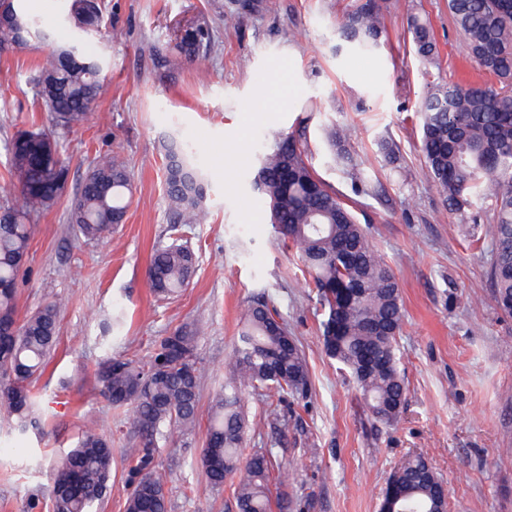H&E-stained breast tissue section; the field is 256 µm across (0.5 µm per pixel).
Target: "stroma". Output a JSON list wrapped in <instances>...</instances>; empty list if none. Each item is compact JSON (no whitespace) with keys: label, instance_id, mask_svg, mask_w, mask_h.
I'll return each instance as SVG.
<instances>
[{"label":"stroma","instance_id":"35a3bbf8","mask_svg":"<svg viewBox=\"0 0 512 512\" xmlns=\"http://www.w3.org/2000/svg\"><path fill=\"white\" fill-rule=\"evenodd\" d=\"M70 0H23L53 40L72 36ZM356 0H277L274 12H244L239 0H104L110 34L102 91L84 125L60 134L69 168L64 195L34 223L17 279V317L58 300V340L35 382L38 429L18 431L0 415V512H52L54 469L94 422L112 442L109 489L93 512H125L129 470L141 440L130 407H113L97 388L107 357L148 361L158 340L184 326L199 331L200 412L195 428L159 443L168 512H235L236 478L208 481L200 464L212 400L223 387L240 320L269 299L303 351L309 392L272 437L260 397L247 394L246 448H269L280 465L276 493L301 512H381L390 475L420 455L448 489V512H512V316L497 308L488 276L489 221L448 210L418 151L422 101L431 84L489 82L468 56L448 0H387L386 34L375 53L342 45L338 25ZM430 22L437 64L415 53L410 14ZM205 19L213 41L205 57L155 71L150 48L170 52L179 30ZM41 43L0 55V189L15 180L7 144L21 128L51 130L31 75ZM345 130L336 163L329 133ZM179 131L207 172L198 221L181 234L196 272L169 299L157 297L148 269L172 222L161 143ZM304 133L317 174L353 207L369 241L396 275L405 324L399 370L408 388L399 419L374 422L349 371L324 352L317 291L297 255L275 233L267 203L250 182L275 133ZM399 149L382 153V141ZM103 155L131 176L124 224L86 242L68 222L71 200ZM371 194L354 195L353 173ZM124 322L103 339L113 311Z\"/></svg>","mask_w":512,"mask_h":512}]
</instances>
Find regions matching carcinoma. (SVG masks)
Segmentation results:
<instances>
[{
  "instance_id": "cac0c4a2",
  "label": "carcinoma",
  "mask_w": 512,
  "mask_h": 512,
  "mask_svg": "<svg viewBox=\"0 0 512 512\" xmlns=\"http://www.w3.org/2000/svg\"><path fill=\"white\" fill-rule=\"evenodd\" d=\"M22 0H0V54L20 52L33 38L50 43L33 83L38 104L51 113L55 129L82 124L101 90L102 56L77 41L50 42L23 11ZM503 0H448V12L465 34L469 53L492 75L494 85L440 82L421 107L419 152L427 173L451 212H463L474 199L489 203L492 259L489 278L497 308L512 315V9ZM67 21L78 34L100 33L102 0H71ZM416 54L435 61L438 51L428 21L407 19ZM385 33L383 0H361L339 26V38L371 53ZM205 23L176 37L173 53L195 60L211 45ZM166 196L175 224L169 241L157 246L149 268L150 288L172 296L189 285L195 270L192 250L177 236L191 224L206 200L203 168L178 135L162 142ZM12 169L23 198L20 207L0 205V412L19 429L37 423L33 416V378L57 342L59 304L49 303L19 323L14 283L26 256L34 221L64 194L68 171L59 136L40 128L17 131L8 143ZM252 187L270 208L271 224L288 238L317 289L326 355L354 376L371 417L395 422L406 401L398 369L397 343L404 309L398 280L369 244L349 205L308 163L301 137L278 134L257 159ZM132 193L130 175L118 157L98 160L74 195L69 223L88 241L105 237L126 220ZM198 331L181 328L161 339L148 367L109 357L98 369L100 392L112 404H135L133 425L142 443L126 512H168L166 474L155 465L159 439L172 440L192 428L199 413L201 369L195 355ZM306 358L288 327L266 299L248 307L236 337L224 392L211 406L200 464L209 482L220 486L240 470L246 477L235 489L236 512H271L272 452L255 448L243 454L247 428L242 395L262 391L268 402L267 426L288 421L277 406L308 391ZM112 446L94 425L83 432L55 469L53 512H91L107 493ZM389 512H446L445 485L425 458H409L389 479Z\"/></svg>"
}]
</instances>
